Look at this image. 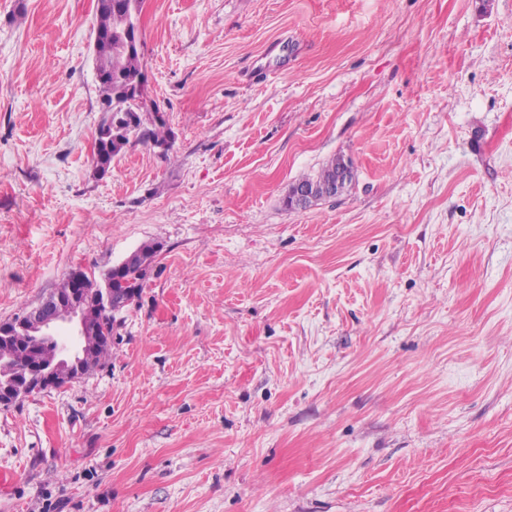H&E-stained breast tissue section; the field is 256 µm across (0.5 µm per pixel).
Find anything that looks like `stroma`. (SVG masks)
Segmentation results:
<instances>
[{"label": "stroma", "instance_id": "stroma-1", "mask_svg": "<svg viewBox=\"0 0 512 512\" xmlns=\"http://www.w3.org/2000/svg\"><path fill=\"white\" fill-rule=\"evenodd\" d=\"M95 12L0 0V322L161 248L0 512H512V0H144L174 144L102 177ZM343 160L340 157H334L328 160L316 176H303L292 183V187H303L306 185H316L321 187L334 180L336 172L341 167Z\"/></svg>", "mask_w": 512, "mask_h": 512}]
</instances>
